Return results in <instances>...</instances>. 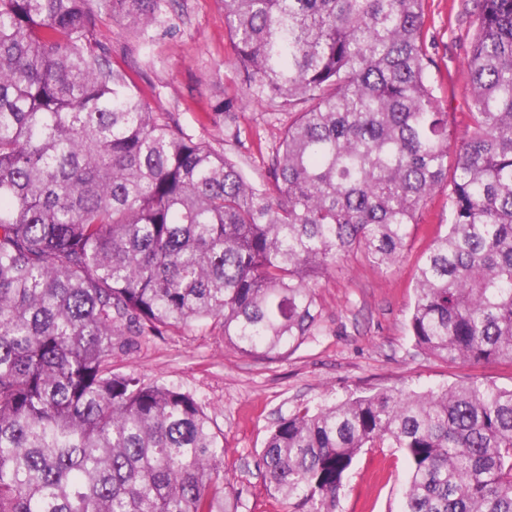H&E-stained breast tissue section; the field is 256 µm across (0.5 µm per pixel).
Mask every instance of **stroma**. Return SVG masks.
I'll use <instances>...</instances> for the list:
<instances>
[{"label": "stroma", "mask_w": 512, "mask_h": 512, "mask_svg": "<svg viewBox=\"0 0 512 512\" xmlns=\"http://www.w3.org/2000/svg\"><path fill=\"white\" fill-rule=\"evenodd\" d=\"M426 26L430 74L442 79L438 95L459 141L468 131L466 63L476 32L470 0H428ZM95 35L111 64L132 76L153 110L171 113L186 131L225 151L250 182H266L268 155L292 116L247 93L234 66L221 0H179L150 47L137 45L106 13L97 15ZM222 100L235 106L239 142H225L223 118L199 121L203 109ZM447 218L443 186L428 200L398 265L380 269L354 253L330 271L316 290L321 317L314 333L288 356H243L225 347L221 327L208 320L141 337L131 351L115 354L113 364L194 394L224 431V471L240 499L239 512H275L260 455L269 427L296 408L382 388L422 391L474 379L512 385V366L451 364L422 353L409 334L414 274ZM407 474L397 449L362 454L347 480L341 512H396Z\"/></svg>", "instance_id": "35a3bbf8"}]
</instances>
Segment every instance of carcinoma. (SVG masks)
Returning <instances> with one entry per match:
<instances>
[{"label": "carcinoma", "mask_w": 512, "mask_h": 512, "mask_svg": "<svg viewBox=\"0 0 512 512\" xmlns=\"http://www.w3.org/2000/svg\"><path fill=\"white\" fill-rule=\"evenodd\" d=\"M222 2L247 89L295 110L267 185L153 111L95 37L99 9L149 44L178 0H0V512H238L224 430L112 356L213 320L237 353L283 357L317 322L318 280L353 250L400 263L446 181L410 336L512 365V0H472L454 150L427 0ZM368 448L408 461L399 512H512V387L305 406L260 462L282 512H340Z\"/></svg>", "instance_id": "carcinoma-1"}]
</instances>
